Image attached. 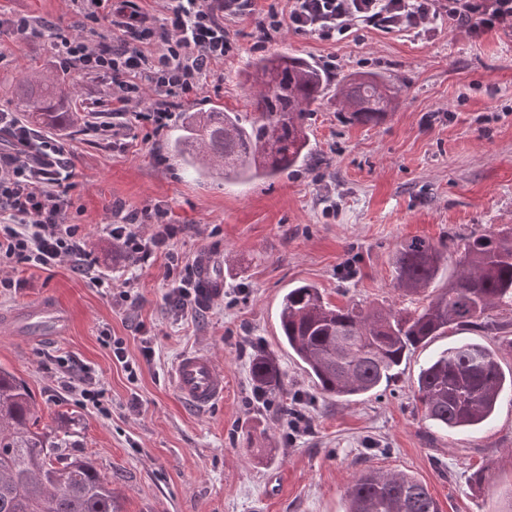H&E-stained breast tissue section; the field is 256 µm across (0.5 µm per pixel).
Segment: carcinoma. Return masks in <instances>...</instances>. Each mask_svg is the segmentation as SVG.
<instances>
[{
  "label": "carcinoma",
  "instance_id": "1",
  "mask_svg": "<svg viewBox=\"0 0 512 512\" xmlns=\"http://www.w3.org/2000/svg\"><path fill=\"white\" fill-rule=\"evenodd\" d=\"M253 89V114L188 112L169 138L171 154L200 176L248 182L302 167L311 158L307 118L324 95L327 77L316 64L273 53L242 71ZM71 89L41 72L22 76L8 101L28 124L64 132L79 117ZM342 111L362 123H378L394 108L389 79L372 73L339 87ZM447 257L437 245L414 238L394 258L397 288L417 294L440 275ZM512 308V227L473 233L456 260L448 287L414 312L331 304L314 285L288 289L280 304L282 337L324 398L368 394L391 379L407 353L452 326L499 333L512 325L490 317ZM250 372L256 390L283 391L275 359L259 352ZM512 394L494 350L462 342L441 352L417 376L416 401L425 419L446 431L471 430L488 421ZM34 398L26 383L0 366V512H119L112 482L88 461L73 456L77 430L68 421L37 427ZM347 512H439L427 487L405 474L368 470L355 477Z\"/></svg>",
  "mask_w": 512,
  "mask_h": 512
}]
</instances>
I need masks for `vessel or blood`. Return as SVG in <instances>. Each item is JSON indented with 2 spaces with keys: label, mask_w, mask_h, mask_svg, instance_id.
<instances>
[{
  "label": "vessel or blood",
  "mask_w": 512,
  "mask_h": 512,
  "mask_svg": "<svg viewBox=\"0 0 512 512\" xmlns=\"http://www.w3.org/2000/svg\"><path fill=\"white\" fill-rule=\"evenodd\" d=\"M11 329L26 328L44 341H56L65 336L68 317L54 301L41 299L0 315ZM172 384L178 395L191 407L206 409L224 400V371L206 351L182 354L171 372Z\"/></svg>",
  "instance_id": "vessel-or-blood-1"
}]
</instances>
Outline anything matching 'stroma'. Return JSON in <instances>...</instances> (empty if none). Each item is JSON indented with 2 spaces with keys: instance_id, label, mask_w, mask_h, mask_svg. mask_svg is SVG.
<instances>
[{
  "instance_id": "obj_1",
  "label": "stroma",
  "mask_w": 512,
  "mask_h": 512,
  "mask_svg": "<svg viewBox=\"0 0 512 512\" xmlns=\"http://www.w3.org/2000/svg\"><path fill=\"white\" fill-rule=\"evenodd\" d=\"M237 49L185 113L214 105L250 109L240 74L260 53L315 62L330 86L308 119L314 165L248 183L202 180L168 152L164 137L127 152L85 126L61 138L74 169L75 217L107 288L67 261L44 270L0 268L16 286L0 288V311L42 297L70 315L68 336L39 341L0 329V365L26 382L40 426L75 416L76 456L112 481L120 512H345L355 476L374 468L425 484L440 512H512V400L473 431L437 430L415 400L420 369L462 340L495 349L512 369V331L449 330L412 350L387 386L354 401L316 394L289 356L279 327L283 293L299 283L320 288L338 306L423 308L437 289L406 294L394 285L400 243L423 238L456 255L463 238L512 225V31L474 39L438 19L415 36L372 27L323 41L291 30L264 49L255 20L231 22ZM62 72L44 35L0 42V108L23 68ZM383 73L398 107L377 125L340 111L336 89L355 74ZM65 73V72H62ZM78 111L107 88L65 73ZM163 204L180 225L176 250L209 257L224 277L221 298L182 311L167 299L163 262L134 267L112 242L114 210ZM110 333L137 362L136 380L102 341ZM155 350L143 361V340ZM203 349L224 369V401L193 409L174 392L170 372L184 352ZM275 357L288 396L302 395L308 433L289 438L277 402L254 398L250 354ZM93 367L102 408L78 401L57 382L54 357Z\"/></svg>"
}]
</instances>
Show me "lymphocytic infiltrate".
<instances>
[{"mask_svg": "<svg viewBox=\"0 0 512 512\" xmlns=\"http://www.w3.org/2000/svg\"><path fill=\"white\" fill-rule=\"evenodd\" d=\"M147 0H72L71 19L34 20L0 13V35L24 40L37 29L50 34V51L64 69L109 89L90 104L106 116L101 131L120 132L125 118L156 138L173 111L199 96L214 68L233 49L228 21L258 20V39L274 40L282 29L330 41L357 27L417 35L447 16L452 28L481 37L512 31V0H287V12L260 0H165L154 14ZM72 163L51 137L0 109V263L51 268L71 261L89 275L95 262L74 222ZM162 205L119 214L109 226L112 240L132 265L165 258L171 298L182 307L196 302L197 268L174 249L178 234Z\"/></svg>", "mask_w": 512, "mask_h": 512, "instance_id": "lymphocytic-infiltrate-1", "label": "lymphocytic infiltrate"}]
</instances>
